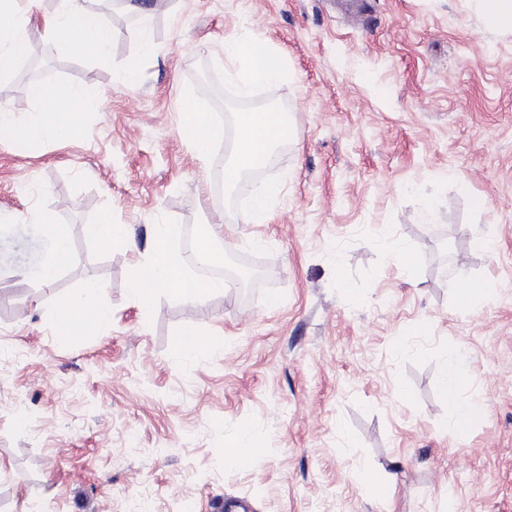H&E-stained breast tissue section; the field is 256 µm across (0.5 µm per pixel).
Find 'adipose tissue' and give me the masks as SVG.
Listing matches in <instances>:
<instances>
[{
    "label": "adipose tissue",
    "mask_w": 512,
    "mask_h": 512,
    "mask_svg": "<svg viewBox=\"0 0 512 512\" xmlns=\"http://www.w3.org/2000/svg\"><path fill=\"white\" fill-rule=\"evenodd\" d=\"M38 2L0 0V80L10 77L18 62L29 54L36 34L65 40L70 52L75 54L89 50L101 58L107 55L111 31L103 16L88 9L84 0H59L58 9L51 14L40 12ZM224 56L247 87L277 81L285 73L282 58L266 40L258 37L226 40ZM27 92L37 106L36 112L21 120L1 108L0 140L11 143L17 153L23 154L38 144L71 137L78 122L75 106L82 97L81 89L34 81ZM183 116V128L200 156H208L221 147V133L207 107L197 102L187 103ZM237 128L234 163L226 172L230 180L266 161L275 143L289 140L293 135L288 123L274 112L239 113ZM176 237L175 226L155 225L150 257L131 275L130 288L143 308H150L161 291L194 302L224 287L223 281H203L185 271L173 247ZM54 314L59 330L76 335L92 326L105 328L110 322L111 308L105 288L90 279L76 294L59 301ZM467 378L468 372L456 355L448 354L441 390L450 402V420L457 427L476 424L485 415L481 404L459 398Z\"/></svg>",
    "instance_id": "adipose-tissue-1"
}]
</instances>
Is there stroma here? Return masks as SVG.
<instances>
[{"label":"stroma","mask_w":512,"mask_h":512,"mask_svg":"<svg viewBox=\"0 0 512 512\" xmlns=\"http://www.w3.org/2000/svg\"><path fill=\"white\" fill-rule=\"evenodd\" d=\"M86 4L108 58L36 37L0 84L20 117L33 61L85 92L71 139L0 142V512H512V31L488 30L478 0ZM248 37L282 56L281 80L242 89L224 41ZM189 99L223 133L260 110L295 137L260 180L226 182L234 146L198 158ZM261 183L279 192L255 224ZM106 209L127 242L86 238ZM44 216L72 251L48 286ZM209 222L255 278L143 309L130 279L152 225ZM479 232L493 252L472 250ZM90 277L111 323L62 334L54 306ZM466 280L491 286L479 309L456 300ZM185 329L205 348L177 352ZM451 350L486 408L463 429L440 390ZM252 443L248 466L232 448Z\"/></svg>","instance_id":"1"}]
</instances>
